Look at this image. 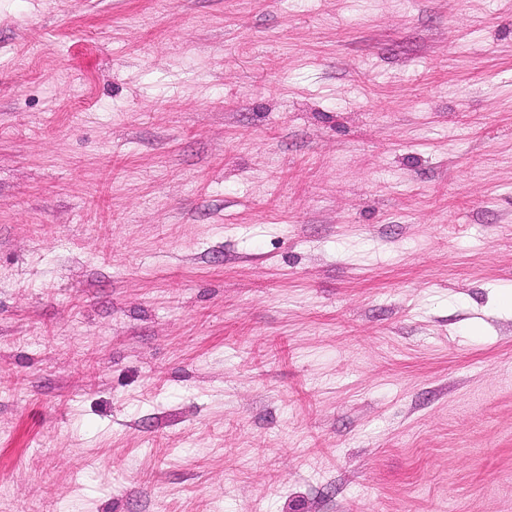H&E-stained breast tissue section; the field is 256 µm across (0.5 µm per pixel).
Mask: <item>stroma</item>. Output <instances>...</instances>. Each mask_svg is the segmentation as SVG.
Here are the masks:
<instances>
[{
  "instance_id": "stroma-1",
  "label": "stroma",
  "mask_w": 512,
  "mask_h": 512,
  "mask_svg": "<svg viewBox=\"0 0 512 512\" xmlns=\"http://www.w3.org/2000/svg\"><path fill=\"white\" fill-rule=\"evenodd\" d=\"M512 0H0V512H512Z\"/></svg>"
}]
</instances>
